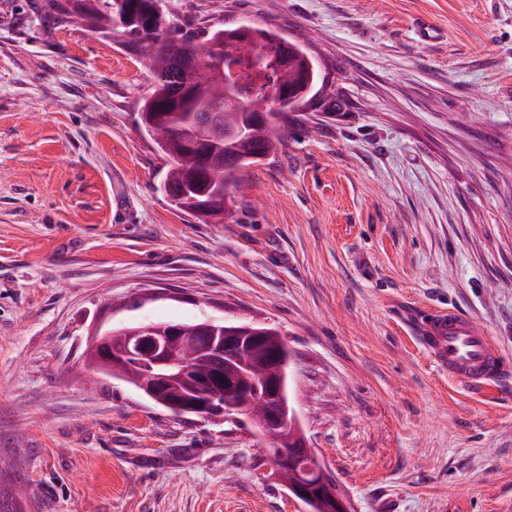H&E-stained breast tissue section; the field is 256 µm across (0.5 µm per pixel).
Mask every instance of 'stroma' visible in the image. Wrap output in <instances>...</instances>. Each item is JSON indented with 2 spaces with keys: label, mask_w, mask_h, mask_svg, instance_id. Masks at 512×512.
I'll return each mask as SVG.
<instances>
[{
  "label": "stroma",
  "mask_w": 512,
  "mask_h": 512,
  "mask_svg": "<svg viewBox=\"0 0 512 512\" xmlns=\"http://www.w3.org/2000/svg\"><path fill=\"white\" fill-rule=\"evenodd\" d=\"M164 5L303 41L327 88L206 223L163 191L134 49L0 0V505L306 512L251 426L73 375L98 325L210 319L280 332L355 512H512V380L466 389L414 338L449 307L512 360V0Z\"/></svg>",
  "instance_id": "1"
}]
</instances>
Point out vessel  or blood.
Returning <instances> with one entry per match:
<instances>
[{"instance_id": "vessel-or-blood-1", "label": "vessel or blood", "mask_w": 512, "mask_h": 512, "mask_svg": "<svg viewBox=\"0 0 512 512\" xmlns=\"http://www.w3.org/2000/svg\"><path fill=\"white\" fill-rule=\"evenodd\" d=\"M421 342L440 370L467 387L490 388L512 373L496 355L491 336L456 312L428 316Z\"/></svg>"}]
</instances>
